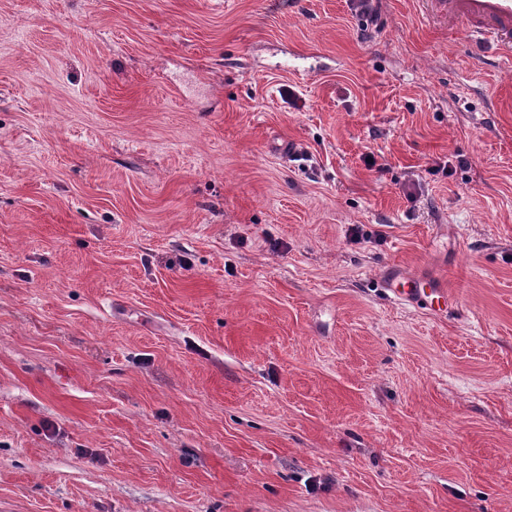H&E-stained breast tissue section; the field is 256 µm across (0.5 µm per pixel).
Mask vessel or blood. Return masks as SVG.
Masks as SVG:
<instances>
[{
    "mask_svg": "<svg viewBox=\"0 0 512 512\" xmlns=\"http://www.w3.org/2000/svg\"><path fill=\"white\" fill-rule=\"evenodd\" d=\"M428 15L463 35L481 70L512 71V0H422ZM393 300L441 314L453 312L454 294L443 281L391 274Z\"/></svg>",
    "mask_w": 512,
    "mask_h": 512,
    "instance_id": "vessel-or-blood-1",
    "label": "vessel or blood"
}]
</instances>
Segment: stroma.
<instances>
[{
	"label": "stroma",
	"mask_w": 512,
	"mask_h": 512,
	"mask_svg": "<svg viewBox=\"0 0 512 512\" xmlns=\"http://www.w3.org/2000/svg\"><path fill=\"white\" fill-rule=\"evenodd\" d=\"M374 7L0 0V512H512V75ZM385 288L393 300L424 307L432 312L441 314L454 312V294L448 285L440 280L407 276L404 274L387 275L384 280Z\"/></svg>",
	"instance_id": "1"
}]
</instances>
